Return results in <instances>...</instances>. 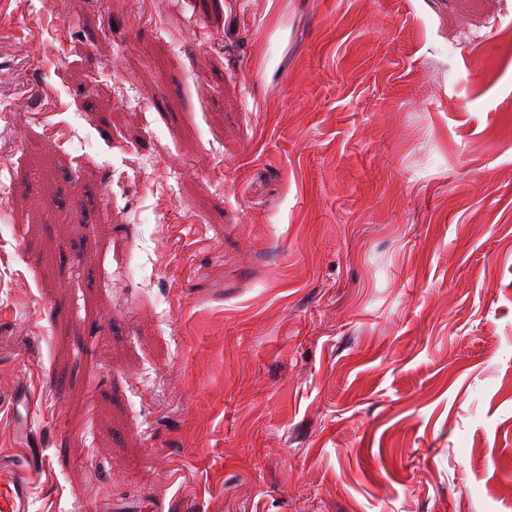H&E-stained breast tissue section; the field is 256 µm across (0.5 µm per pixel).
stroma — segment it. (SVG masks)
I'll list each match as a JSON object with an SVG mask.
<instances>
[{"label":"stroma","instance_id":"stroma-1","mask_svg":"<svg viewBox=\"0 0 512 512\" xmlns=\"http://www.w3.org/2000/svg\"><path fill=\"white\" fill-rule=\"evenodd\" d=\"M19 382L33 512H512V0H0Z\"/></svg>","mask_w":512,"mask_h":512}]
</instances>
